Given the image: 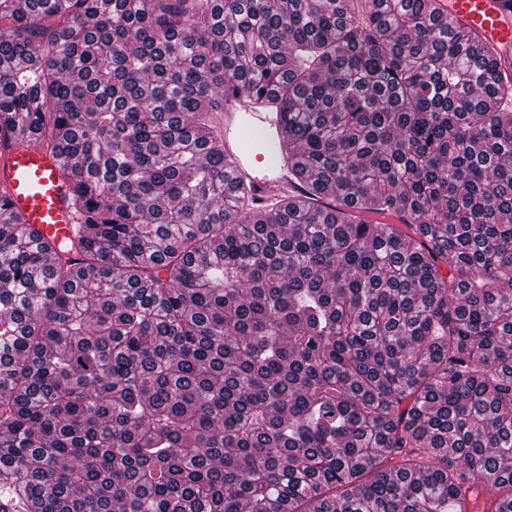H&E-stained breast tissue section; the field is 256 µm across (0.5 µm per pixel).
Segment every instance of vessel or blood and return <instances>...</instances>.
I'll list each match as a JSON object with an SVG mask.
<instances>
[{"label": "vessel or blood", "mask_w": 512, "mask_h": 512, "mask_svg": "<svg viewBox=\"0 0 512 512\" xmlns=\"http://www.w3.org/2000/svg\"><path fill=\"white\" fill-rule=\"evenodd\" d=\"M448 24L465 27L493 46L503 63L512 62V0H445ZM221 131L229 160L230 184L250 182L258 200L289 189L288 169L280 162L284 133L282 113L232 91L224 95ZM0 188L12 210L33 225L43 240L58 243L76 237L70 205L72 180L57 154L29 142L0 150Z\"/></svg>", "instance_id": "1"}]
</instances>
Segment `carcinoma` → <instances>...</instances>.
<instances>
[{"label":"carcinoma","mask_w":512,"mask_h":512,"mask_svg":"<svg viewBox=\"0 0 512 512\" xmlns=\"http://www.w3.org/2000/svg\"><path fill=\"white\" fill-rule=\"evenodd\" d=\"M0 0V512H512V65L440 0ZM227 88L286 116L264 207ZM0 187L11 209L42 234L41 241L57 245L76 239L77 218L70 205L74 184L57 154L29 142L2 148Z\"/></svg>","instance_id":"cac0c4a2"}]
</instances>
